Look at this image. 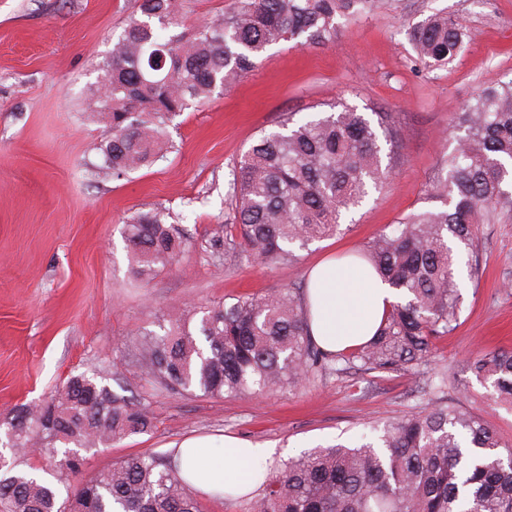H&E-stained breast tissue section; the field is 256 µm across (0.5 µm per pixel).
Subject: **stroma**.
I'll use <instances>...</instances> for the list:
<instances>
[{"label":"stroma","instance_id":"35a3bbf8","mask_svg":"<svg viewBox=\"0 0 512 512\" xmlns=\"http://www.w3.org/2000/svg\"><path fill=\"white\" fill-rule=\"evenodd\" d=\"M135 10L134 0H0V423L80 373L119 381L155 417L152 432L88 452L59 483L61 495L127 456L164 454L190 437L270 446L279 463L353 441L426 408L441 372L446 399L512 444V408L469 365L478 350H512V222L482 227L484 263L462 281L459 325L420 374L329 371L298 388L213 398L147 382L133 350L137 334L183 309L301 285L321 258L361 250L399 218L441 207L428 189L454 147L453 116L480 87L512 79V0H389L375 16L340 20L328 45H274L239 82L175 118V152L115 178L99 168L104 126L89 102ZM436 12L456 16L469 41L430 71L414 63L406 30ZM335 103L390 113L401 137L383 147L389 184L297 261L213 262L203 243L230 220L228 182L242 154L284 118L305 121ZM156 209L187 231L188 247L144 282L132 272L124 224Z\"/></svg>","mask_w":512,"mask_h":512}]
</instances>
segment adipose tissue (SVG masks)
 <instances>
[{
	"instance_id": "adipose-tissue-1",
	"label": "adipose tissue",
	"mask_w": 512,
	"mask_h": 512,
	"mask_svg": "<svg viewBox=\"0 0 512 512\" xmlns=\"http://www.w3.org/2000/svg\"><path fill=\"white\" fill-rule=\"evenodd\" d=\"M396 300L394 288L349 255L319 263L307 275L310 330L329 351L352 349L368 341ZM204 444L201 437L186 439L172 450L187 462L183 475L190 485L218 498L253 491L261 482L260 464L274 454L271 448L229 435L222 456L211 460L201 453Z\"/></svg>"
}]
</instances>
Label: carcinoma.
I'll list each match as a JSON object with an SVG mask.
<instances>
[{
  "instance_id": "obj_1",
  "label": "carcinoma",
  "mask_w": 512,
  "mask_h": 512,
  "mask_svg": "<svg viewBox=\"0 0 512 512\" xmlns=\"http://www.w3.org/2000/svg\"><path fill=\"white\" fill-rule=\"evenodd\" d=\"M384 0H236L219 23L186 37L158 31L185 23L178 0H137L102 66L94 92L106 130L97 150L102 169L119 178L166 159L176 116L243 78L255 59L281 41L325 45L337 20L372 14ZM415 59L445 67L468 34L450 15L434 13L407 32ZM461 131L431 185L443 207L402 218L359 252L400 293L375 337L348 353L321 348L309 330L306 287L195 307L163 333L134 341L143 374L166 390L222 398L298 387L328 370L415 374L435 341L458 327L461 267L478 276L479 225L512 219V79L483 87L455 114ZM400 130L386 112L371 119L346 105L301 123L284 119L263 133L229 182L233 223L206 240L215 259L237 254L268 264L333 236L343 214L371 188L388 182L380 139ZM133 274L150 280L172 268L187 238L161 211H136L125 224ZM471 369L512 407V351L479 352ZM12 448L33 445L57 474L78 472L83 453L107 448L155 426L150 410L84 374L71 376L46 403L11 418ZM0 512H201L181 463L171 455L128 456L59 501L50 482L0 468ZM265 489L249 512H512V446L483 420L438 400L376 440L316 448L266 467Z\"/></svg>"
}]
</instances>
